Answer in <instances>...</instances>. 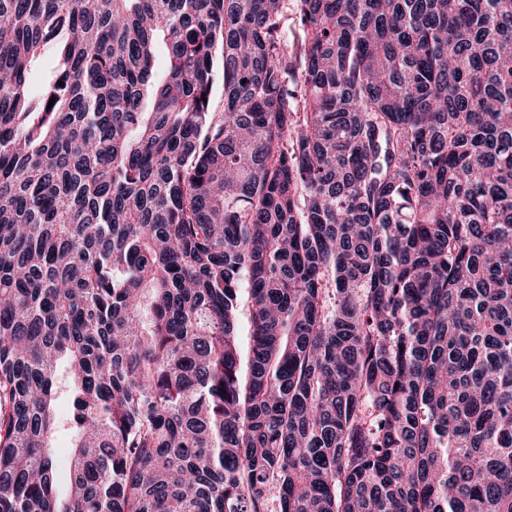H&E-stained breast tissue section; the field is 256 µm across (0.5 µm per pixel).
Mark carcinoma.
<instances>
[{"mask_svg":"<svg viewBox=\"0 0 512 512\" xmlns=\"http://www.w3.org/2000/svg\"><path fill=\"white\" fill-rule=\"evenodd\" d=\"M283 20L0 0V512H512V0ZM295 2L296 0H284L282 8L285 16V26L287 27L286 44L288 53L291 52L293 49L294 51H297L302 37V31L298 26L295 14ZM57 460V494L60 499L66 496L69 487L70 441L65 434L57 437L55 442Z\"/></svg>","mask_w":512,"mask_h":512,"instance_id":"obj_1","label":"carcinoma"}]
</instances>
